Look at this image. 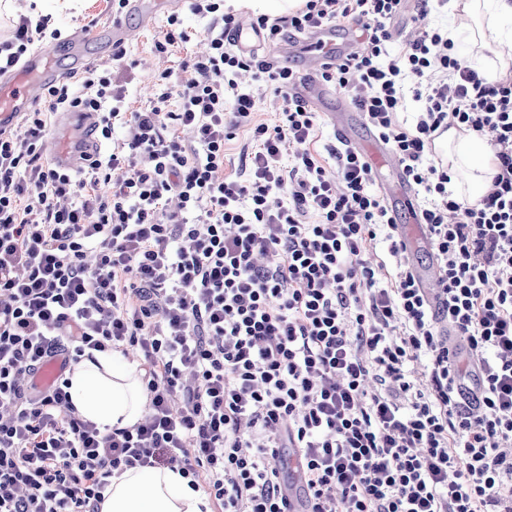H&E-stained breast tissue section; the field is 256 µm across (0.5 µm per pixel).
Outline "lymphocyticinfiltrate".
<instances>
[{
  "label": "lymphocytic infiltrate",
  "instance_id": "obj_1",
  "mask_svg": "<svg viewBox=\"0 0 512 512\" xmlns=\"http://www.w3.org/2000/svg\"><path fill=\"white\" fill-rule=\"evenodd\" d=\"M189 9L212 17L208 50L176 91L134 109L90 68L81 93L51 84L0 131V512H99L120 467L179 468L222 512H291L290 454L305 512H512V77L461 64L428 20L448 0H416L401 39L406 0H306L249 21L271 47L358 29L321 77L416 190L435 308L365 155L321 144L296 73L241 53L242 23L219 0ZM46 27L19 19L0 75ZM264 98L274 123L257 118ZM84 110L113 147L77 180L44 160V115ZM118 125L130 135L116 144ZM451 127L498 161L473 204L432 150ZM242 128L251 151L225 173ZM127 345L143 355L148 408L105 433L76 415L65 373ZM54 360L61 375L34 384Z\"/></svg>",
  "mask_w": 512,
  "mask_h": 512
}]
</instances>
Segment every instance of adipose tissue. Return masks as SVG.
I'll use <instances>...</instances> for the list:
<instances>
[{"label": "adipose tissue", "mask_w": 512, "mask_h": 512, "mask_svg": "<svg viewBox=\"0 0 512 512\" xmlns=\"http://www.w3.org/2000/svg\"><path fill=\"white\" fill-rule=\"evenodd\" d=\"M448 36L460 43L474 66L492 77L512 70V55L499 51L512 39V0H450ZM436 153L461 173L460 193L478 201L497 173L493 152L484 140L452 127L435 139ZM76 415L101 430L129 428L145 415L148 396L143 372L120 351L82 357L69 376ZM100 512H211L209 497L180 472L165 468L114 470Z\"/></svg>", "instance_id": "ef3b65f1"}]
</instances>
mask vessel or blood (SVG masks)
I'll return each instance as SVG.
<instances>
[{"label":"vessel or blood","instance_id":"1","mask_svg":"<svg viewBox=\"0 0 512 512\" xmlns=\"http://www.w3.org/2000/svg\"><path fill=\"white\" fill-rule=\"evenodd\" d=\"M355 39L353 30L329 25L282 44L277 52L291 65L302 68L305 78L297 89L298 94L306 100L330 105L329 116L340 139L353 147L365 146L370 152L372 166L376 167L387 154L384 145L368 129L359 128L358 113L350 101L337 96L316 77L324 61L347 52ZM55 74L52 54L45 51L32 57L13 79L0 82V127L8 126L16 116L29 111L42 85ZM59 124L65 137L61 145L51 149L50 160L56 168L62 170L81 168L100 150L94 136L97 115L93 112H66L61 116ZM414 196V191L407 185L388 196L389 203L399 204L403 215L409 219L408 224L403 225L402 233L406 251L410 254L432 248L421 225L412 221Z\"/></svg>","mask_w":512,"mask_h":512}]
</instances>
